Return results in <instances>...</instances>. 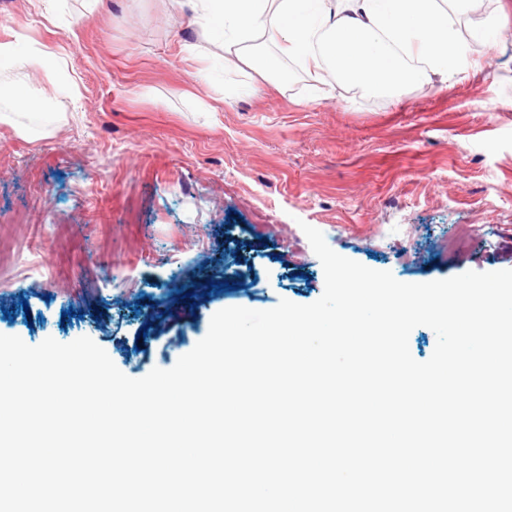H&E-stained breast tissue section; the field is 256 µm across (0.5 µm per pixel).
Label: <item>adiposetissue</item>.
<instances>
[{
    "label": "adipose tissue",
    "mask_w": 512,
    "mask_h": 512,
    "mask_svg": "<svg viewBox=\"0 0 512 512\" xmlns=\"http://www.w3.org/2000/svg\"><path fill=\"white\" fill-rule=\"evenodd\" d=\"M204 29L222 25L241 45L240 61L273 73L290 59L314 81L334 71L368 95L458 76L454 59L464 48L461 14L470 0H183ZM262 39L276 48L261 58L244 43Z\"/></svg>",
    "instance_id": "adipose-tissue-1"
}]
</instances>
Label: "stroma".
<instances>
[{"label": "stroma", "instance_id": "1", "mask_svg": "<svg viewBox=\"0 0 512 512\" xmlns=\"http://www.w3.org/2000/svg\"><path fill=\"white\" fill-rule=\"evenodd\" d=\"M3 42L42 58L0 69V334L171 368L221 309L321 297L305 223L404 283L512 269V30L393 95L258 75L219 29L196 54L176 0H0Z\"/></svg>", "mask_w": 512, "mask_h": 512}]
</instances>
